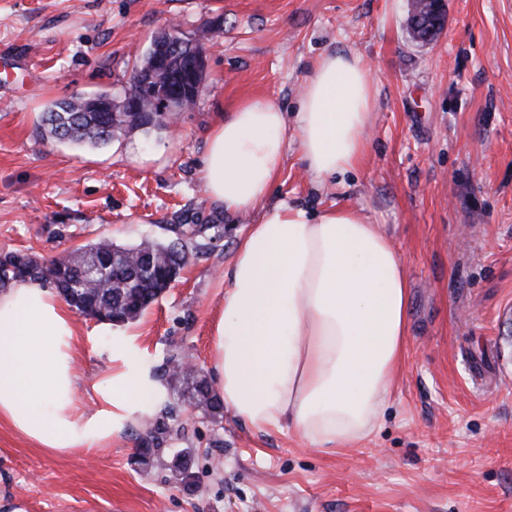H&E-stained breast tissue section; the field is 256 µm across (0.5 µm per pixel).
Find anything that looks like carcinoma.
<instances>
[{
    "instance_id": "cac0c4a2",
    "label": "carcinoma",
    "mask_w": 512,
    "mask_h": 512,
    "mask_svg": "<svg viewBox=\"0 0 512 512\" xmlns=\"http://www.w3.org/2000/svg\"><path fill=\"white\" fill-rule=\"evenodd\" d=\"M169 58L166 43L157 38L140 68L149 69L160 58ZM170 73L178 69L169 58ZM119 106L112 94L102 91L91 97H75L56 102L43 113L42 122L53 139L75 146L99 147L109 144L119 130L154 127L162 129L170 120L146 98L139 109L113 113ZM216 216L177 215L175 225L189 232L187 238L167 241L147 240L135 245L101 241L41 263L22 251L0 255V288L18 280L49 283L80 314L102 323L122 325L136 319L165 290L164 280L173 269H183L203 247L197 236L211 228ZM196 405L211 415L223 410L207 379L197 382ZM168 427L157 422L153 432L141 438L140 456L149 464L162 451Z\"/></svg>"
}]
</instances>
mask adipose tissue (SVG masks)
Listing matches in <instances>:
<instances>
[{
  "label": "adipose tissue",
  "mask_w": 512,
  "mask_h": 512,
  "mask_svg": "<svg viewBox=\"0 0 512 512\" xmlns=\"http://www.w3.org/2000/svg\"><path fill=\"white\" fill-rule=\"evenodd\" d=\"M374 77L360 55L327 52L303 78L295 127L272 102L248 101L210 132L199 177L229 213L259 211L224 271L212 325L213 386L257 429H291L314 448H350L376 430L406 355L409 284L391 235L360 209L264 204L289 135L316 178L357 170L369 151ZM74 322L35 281L0 291V421L56 454L95 448L155 411L162 386L135 335L112 338L109 377L79 410Z\"/></svg>",
  "instance_id": "adipose-tissue-1"
}]
</instances>
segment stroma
Here are the masks:
<instances>
[{"label": "stroma", "instance_id": "35a3bbf8", "mask_svg": "<svg viewBox=\"0 0 512 512\" xmlns=\"http://www.w3.org/2000/svg\"><path fill=\"white\" fill-rule=\"evenodd\" d=\"M409 0H0V253L47 260L103 239H162L175 213L218 215L219 232L139 318L165 400L101 447L48 455L0 423V512H512V0H447L427 45ZM209 43L207 92L168 130L99 148L44 138L57 101L110 90L168 25ZM354 52L375 91L361 167L319 183L289 136L267 204L353 206L385 225L410 284L407 359L376 431L336 453L232 410L193 408L163 371L188 351L210 376L224 270L257 212L228 215L199 179L224 114L269 100L295 122L301 81L323 52ZM81 410L109 367L111 326L74 315ZM164 421V451L138 463ZM187 457L191 486L171 466Z\"/></svg>", "mask_w": 512, "mask_h": 512}]
</instances>
